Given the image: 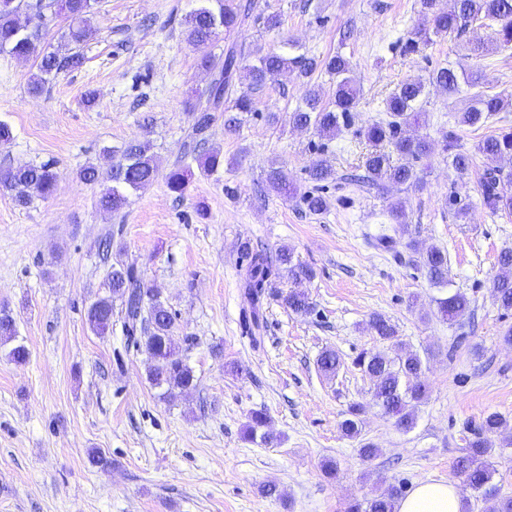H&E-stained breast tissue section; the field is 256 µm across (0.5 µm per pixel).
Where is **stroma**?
<instances>
[{
	"instance_id": "1",
	"label": "stroma",
	"mask_w": 512,
	"mask_h": 512,
	"mask_svg": "<svg viewBox=\"0 0 512 512\" xmlns=\"http://www.w3.org/2000/svg\"><path fill=\"white\" fill-rule=\"evenodd\" d=\"M195 5L103 0L80 49L83 64L58 73L36 97L27 91L34 59L0 54V121L14 132L0 143V169L51 161L60 174L54 194L26 208L0 190V307L30 352L18 364L0 344V512H346L393 485L408 493L425 481L456 482L454 464L490 413L503 419L489 437L494 483L512 496V345L502 340L512 312L498 309L491 290L497 257L512 248V215L478 205L487 160L475 152L483 137L512 131V109L459 128L454 115L466 94L426 87L412 134L432 152L416 165L419 185L396 193L407 233L396 232L382 198L345 180L369 150L357 129L383 118V100L398 83L463 65L485 73V92L512 97V48L475 52L487 34L475 23L461 37L404 52L410 33L427 22L417 0H257V12L280 14L281 27L245 24L218 36L211 53L233 44L248 55L255 45L277 49L290 39L310 55L346 56L361 89L352 125L327 143L292 127L288 114L308 88L330 105L336 80L282 74L257 93L258 113L239 132L215 124L209 146L223 153L226 168L192 179L178 199L164 175L191 129L187 106L211 81L186 39L183 20ZM272 112L277 121H269ZM452 128L474 155L463 176L441 151ZM137 139L152 142L160 174L120 213L103 212L100 185L79 171L108 167L106 148ZM322 158L335 172L327 213L306 214L295 199L268 190L270 165L303 192L309 167ZM228 184L235 196L225 194ZM453 190L474 201L466 220L448 208ZM383 233L394 236L404 263L370 246ZM107 239L175 312V339L195 375L191 389L163 396L146 378L144 354L121 331L99 336L89 328L85 311L104 291L99 244ZM245 242L271 255L289 247L313 269L302 285L312 314H294L269 296L251 334L241 286ZM434 247L448 255L446 290L470 300L452 323L436 310L446 290L411 265ZM375 314L425 361L427 393L407 431L373 403L371 381L353 366L362 351L390 348L368 328ZM327 349L345 361L333 377L318 368ZM356 403L366 411L351 439L341 423ZM256 411L266 413L273 441L246 437ZM364 442L377 449L368 461L358 453ZM95 450L110 468L92 464ZM328 461L334 473L325 472Z\"/></svg>"
}]
</instances>
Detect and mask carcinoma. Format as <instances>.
I'll use <instances>...</instances> for the list:
<instances>
[{"mask_svg": "<svg viewBox=\"0 0 512 512\" xmlns=\"http://www.w3.org/2000/svg\"><path fill=\"white\" fill-rule=\"evenodd\" d=\"M205 5L188 15L187 41L204 50L200 56L201 67L214 74L213 87L203 104L193 105L190 142L185 154L198 161L202 176H213L224 169V155L217 150L199 152L208 142L211 131L219 119H224V131L234 134L240 127L241 119L235 113L256 112L255 99L242 93L232 97L236 80L248 82L251 90H259L283 73L299 78H310L318 71H324L336 78L334 105L322 103L316 90L309 89L299 104L288 115V122L297 128H312L318 137L332 140L341 128L350 125L352 112L356 110L359 89L349 77L350 60L337 53L325 59L296 52L297 45L288 44V52L257 49L254 61L248 63L236 47L230 45L224 50V58L207 52L219 31L231 35L238 27L253 17L255 0H203ZM99 0H0V53L27 59L40 57L38 73L34 74L28 90L41 93L51 77L62 70L81 63L79 54L61 55L57 51L40 48L46 26L44 16H63L68 21L64 38L74 46L85 43L93 34L92 17L98 13ZM420 12L429 16V26L411 33L405 50L416 51L439 38L462 32L474 22L481 21L490 29L486 47L504 49L512 47V0H419ZM25 12L32 18V25H20L19 14ZM435 84L451 95L485 84V75L478 69L455 70L440 67L430 71L428 81L420 78L401 82L384 100L387 117L372 123L359 131V135L372 143L374 150L367 153L363 164L365 175L362 183L375 190L376 194L388 201V214L400 230L405 232V206L400 200L389 199L391 190L400 186H415L420 178L415 162L430 152L429 144L409 135L410 127L418 122L423 108L425 83ZM509 105V99L500 95L480 92L471 95L468 103L455 116L459 126L474 127L485 123L496 113ZM149 141L133 140L118 150L112 151V164L102 171L95 165H87L79 171L80 179L89 183H101L104 189L99 196L98 206L106 211L117 212L128 202V192L150 185L156 176L157 165ZM477 151L491 161L505 155L512 157V132H501L485 137ZM443 152L450 153L451 166L459 175H464L473 166V155L456 149V133L448 131L443 141ZM193 172L183 164L174 165L165 176L168 190L177 197L185 194ZM334 176V171L324 160H318L309 169L313 183L310 190L301 195L305 209L311 215H318L329 209V199L324 195L321 182ZM59 172L53 163L22 162L0 171V189L11 194L15 203L26 207L38 198L51 196L57 186ZM266 182L269 188L283 197L294 195V188L288 182L283 170L270 166ZM481 204L496 215L512 212V193L505 189L501 169L491 167L484 170L479 181ZM448 208L460 219L467 217L470 201L455 191L448 193ZM241 254L249 259L242 285L251 304L250 320L254 329L261 326V307L266 289L281 279L293 284L286 294L280 295L282 305L295 314L309 315L314 311L308 295L297 289V285L313 277V270L294 261L288 247L278 250L271 257L262 250L249 245L241 246ZM422 267L429 281L436 287L448 284L446 272L448 255L439 248H432L422 257ZM499 272L492 279L495 300L506 312H512V249L501 251L498 257ZM107 291L90 303L86 318L90 329L104 336L113 331L115 302L121 304V328L126 341L138 346L147 355V379L156 388H162L172 395L194 386L192 368L179 353L174 341L176 314L172 312L152 291L146 287L141 274L132 264L118 260L107 270ZM438 314L451 320L463 313L469 306L467 297L460 293H449L436 299ZM369 329L382 341L400 345L397 330L390 320L375 314L369 320ZM16 322L11 313L0 309V341H12L16 337ZM342 365L341 357L334 350L322 353L318 366L326 376L337 374ZM353 365L373 381L372 399L385 414L395 418L396 424L404 429L413 426L415 403L425 392L421 380L423 360L413 351H403L391 357L383 352H361ZM364 410L361 404L350 406L349 418L341 428L345 435L356 438L360 435L358 421ZM501 426L500 417L489 414L483 418L474 438L469 441L468 453L458 459L455 469L466 485L481 493L484 512H512V497H502L491 484L494 469L487 463L491 452L487 435ZM401 488L393 486L382 495L355 502L347 512H395Z\"/></svg>", "mask_w": 512, "mask_h": 512, "instance_id": "cac0c4a2", "label": "carcinoma"}]
</instances>
